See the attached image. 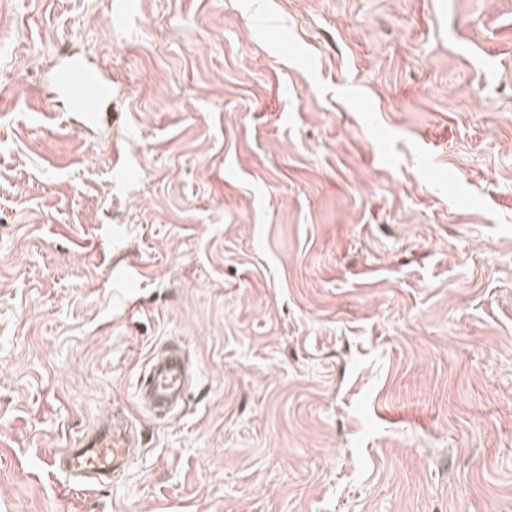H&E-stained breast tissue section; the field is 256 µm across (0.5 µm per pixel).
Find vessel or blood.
I'll use <instances>...</instances> for the list:
<instances>
[{"mask_svg": "<svg viewBox=\"0 0 512 512\" xmlns=\"http://www.w3.org/2000/svg\"><path fill=\"white\" fill-rule=\"evenodd\" d=\"M41 83L59 105L65 125L85 135L97 134L112 123V73L85 55L69 50L57 55L42 74ZM185 363L180 344L172 342L154 351L140 375L137 401L153 413L166 412L187 391ZM64 470L72 476L111 480L125 470L135 454L128 427L116 424L63 449L59 454Z\"/></svg>", "mask_w": 512, "mask_h": 512, "instance_id": "1", "label": "vessel or blood"}]
</instances>
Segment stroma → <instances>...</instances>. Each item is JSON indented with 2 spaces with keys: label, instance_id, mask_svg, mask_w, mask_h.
Instances as JSON below:
<instances>
[{
  "label": "stroma",
  "instance_id": "obj_1",
  "mask_svg": "<svg viewBox=\"0 0 512 512\" xmlns=\"http://www.w3.org/2000/svg\"><path fill=\"white\" fill-rule=\"evenodd\" d=\"M127 3L0 0L123 87L91 145L0 84V512H512V0ZM183 349L176 342L156 350L147 359L140 375L137 401L153 413H164L182 400L187 391ZM132 448L128 427L113 423L71 448H63L54 463L61 459L65 463L63 471L69 476H93L110 481L136 458Z\"/></svg>",
  "mask_w": 512,
  "mask_h": 512
}]
</instances>
